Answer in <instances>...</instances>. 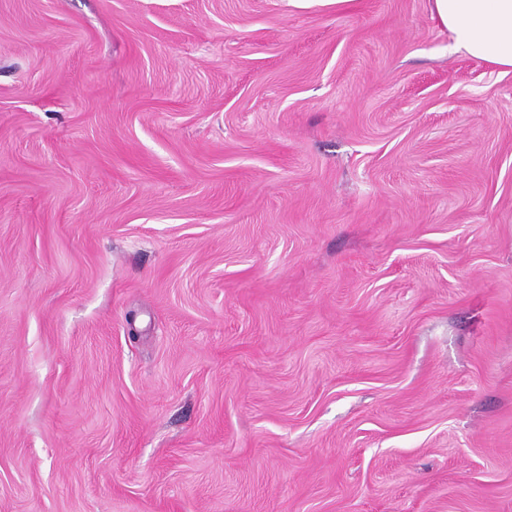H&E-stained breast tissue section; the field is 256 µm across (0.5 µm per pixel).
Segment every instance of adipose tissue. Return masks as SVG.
Listing matches in <instances>:
<instances>
[{"mask_svg":"<svg viewBox=\"0 0 512 512\" xmlns=\"http://www.w3.org/2000/svg\"><path fill=\"white\" fill-rule=\"evenodd\" d=\"M431 11L455 51L512 70V0H431Z\"/></svg>","mask_w":512,"mask_h":512,"instance_id":"adipose-tissue-1","label":"adipose tissue"}]
</instances>
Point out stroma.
I'll return each instance as SVG.
<instances>
[{"label": "stroma", "mask_w": 512, "mask_h": 512, "mask_svg": "<svg viewBox=\"0 0 512 512\" xmlns=\"http://www.w3.org/2000/svg\"><path fill=\"white\" fill-rule=\"evenodd\" d=\"M0 512H512V71L430 0H0Z\"/></svg>", "instance_id": "35a3bbf8"}]
</instances>
